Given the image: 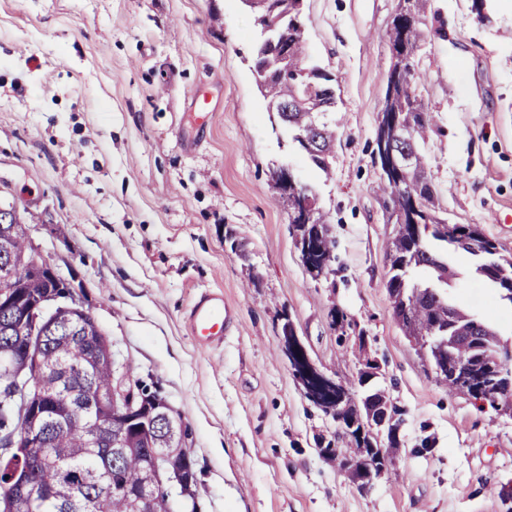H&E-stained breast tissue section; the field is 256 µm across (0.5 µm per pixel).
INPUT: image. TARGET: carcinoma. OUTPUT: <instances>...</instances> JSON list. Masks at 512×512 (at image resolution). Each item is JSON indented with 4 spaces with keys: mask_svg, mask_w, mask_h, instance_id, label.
<instances>
[{
    "mask_svg": "<svg viewBox=\"0 0 512 512\" xmlns=\"http://www.w3.org/2000/svg\"><path fill=\"white\" fill-rule=\"evenodd\" d=\"M422 0L414 2V16L403 22L394 17L387 32L388 42L400 46L404 64L394 88L385 92L384 107L406 129L396 148L413 156L414 167L397 179L380 177V189L393 206L406 212L417 200L416 218L420 238L398 233L388 253L389 271L385 286L392 299V314L403 334L419 346L421 355L431 356L436 342L447 339L448 352L436 373L438 381L452 392L471 395L472 381L484 376L485 362L505 358L508 367L498 379V389L488 400L491 409L512 405V349L503 344L490 323L477 320L454 304L445 286L455 276L444 257L433 250L430 240L443 241L455 251L477 256V272L493 283L501 301L512 306V254L499 252L495 242L472 225L446 224L434 215V190L424 177L426 141L430 118L418 100L420 74L415 65L419 41ZM259 37L251 57V71L265 101L266 112L275 116L309 162L323 173L330 168L334 142L328 116L336 108L334 79L312 64L305 52V29L297 0H268L256 14ZM296 245L306 271L329 272L334 241L326 215L317 210L313 224H293ZM492 245L491 263L476 255L475 237ZM33 249L22 222L12 207L0 210V269L9 267L11 285L36 301L53 282L36 274L28 262ZM420 270L431 273L434 283L414 280ZM44 334L41 390L49 407L37 418L31 431L38 441L29 465L30 492L17 499L16 512H170L166 493L153 485L148 454L136 425L98 432L100 411L96 396L112 390V351L98 343L100 328L92 316L62 317L52 327L33 331L32 325L9 310L0 309V352L17 348L22 337ZM6 382L0 379V497L12 491L4 475L11 457L3 454L17 428L11 408L1 394ZM342 396L336 410L343 438L354 448H322V457L336 461L350 476L375 463L391 460L399 448L388 440L383 454L369 451L377 444V430L369 425L373 408L387 400L380 387L365 388L360 402L349 397V389L337 386ZM156 447L167 456L174 470L186 471L181 497L195 501L196 479L187 450V429L170 433L162 419L148 423ZM149 487L150 503L127 498L122 487Z\"/></svg>",
    "mask_w": 512,
    "mask_h": 512,
    "instance_id": "1",
    "label": "carcinoma"
}]
</instances>
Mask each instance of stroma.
<instances>
[{
  "label": "stroma",
  "instance_id": "stroma-1",
  "mask_svg": "<svg viewBox=\"0 0 512 512\" xmlns=\"http://www.w3.org/2000/svg\"><path fill=\"white\" fill-rule=\"evenodd\" d=\"M397 7L303 2L309 58L336 89L326 175L270 122L243 0H0V205L71 281L118 365L180 414L198 512H506L512 416L435 379L385 288L398 226L377 191L375 138ZM424 32L418 94L433 119L437 215L512 252V0H427ZM196 95L213 107L202 132ZM283 166L313 186L336 241L318 280L273 187ZM449 261L453 300L511 344L512 309L467 254ZM209 290L237 326L203 349L186 318ZM288 321L319 371L352 392L373 360L398 411L400 446L368 489L320 454L346 442L291 373Z\"/></svg>",
  "mask_w": 512,
  "mask_h": 512
}]
</instances>
